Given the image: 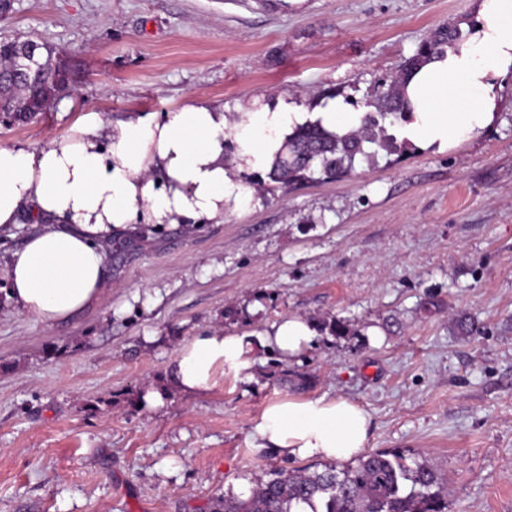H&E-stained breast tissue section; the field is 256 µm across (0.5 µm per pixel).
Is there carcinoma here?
Returning <instances> with one entry per match:
<instances>
[{"label": "carcinoma", "instance_id": "obj_1", "mask_svg": "<svg viewBox=\"0 0 512 512\" xmlns=\"http://www.w3.org/2000/svg\"><path fill=\"white\" fill-rule=\"evenodd\" d=\"M461 37L455 25L440 29L405 62L374 104L375 111L364 113L358 127L344 134L313 123L299 127L288 138L286 151L265 175H256L253 184L271 192L308 182L318 172L336 178L352 171L359 156L371 162L380 150L395 151L396 138L386 133L383 122L393 125L405 115L401 81L431 54ZM11 45L10 40L0 41V51L7 55L0 69V114L30 118L45 111L48 95L62 79L50 69L42 79L18 78L12 72L14 58L8 56ZM448 494L447 479L428 462L401 451H376L355 465H329L320 472L308 467L272 469L255 480L248 496L219 498L212 512H300L303 504L311 512H448Z\"/></svg>", "mask_w": 512, "mask_h": 512}]
</instances>
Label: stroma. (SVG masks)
Here are the masks:
<instances>
[{"label":"stroma","instance_id":"35a3bbf8","mask_svg":"<svg viewBox=\"0 0 512 512\" xmlns=\"http://www.w3.org/2000/svg\"><path fill=\"white\" fill-rule=\"evenodd\" d=\"M476 5L14 0L0 40L46 43L69 92L0 120V146L42 147L98 117L106 137L192 100L237 122L254 97L366 108ZM34 228L25 216L0 233V512H210L262 472L323 469L253 435L269 403L323 395L368 410L370 451L445 474L448 512H512V79L491 126L456 146L359 158L217 220L113 231L98 299L53 326L7 297L6 267ZM294 315L317 328L300 361L265 353L252 381L228 371L210 392L141 406L192 336Z\"/></svg>","mask_w":512,"mask_h":512}]
</instances>
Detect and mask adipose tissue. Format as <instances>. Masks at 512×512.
Masks as SVG:
<instances>
[{"label":"adipose tissue","mask_w":512,"mask_h":512,"mask_svg":"<svg viewBox=\"0 0 512 512\" xmlns=\"http://www.w3.org/2000/svg\"><path fill=\"white\" fill-rule=\"evenodd\" d=\"M462 38L414 69L403 86L400 140L418 149H444L489 127L512 78V0H478ZM245 123L223 108L194 101L162 117L113 126H78L64 141L41 148L0 147V229L30 216L38 228L7 268L8 297L17 309L54 325L101 293L103 242L113 230L139 224H199L222 218L226 205L250 208L247 175L269 171L294 128L317 122L343 133L361 114L342 99H321L314 110L281 100H252ZM236 146L226 161L227 143ZM317 334L314 323L291 316L252 333L212 330L190 338L169 361L162 386L149 387L144 405L157 411L170 392L212 390L225 371L254 378L256 353L300 357ZM261 447L327 461H350L368 447L371 416L346 397H302L269 403L256 420Z\"/></svg>","instance_id":"adipose-tissue-1"}]
</instances>
